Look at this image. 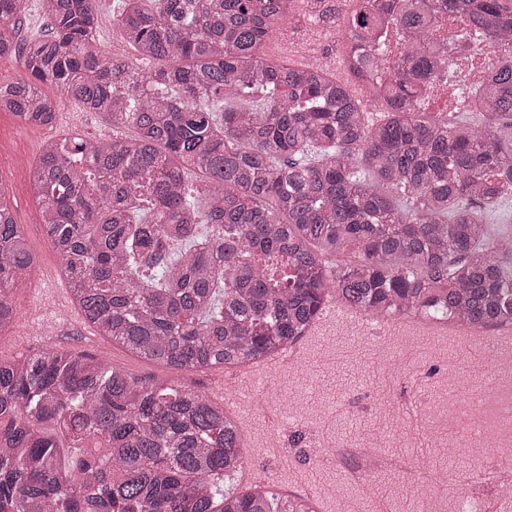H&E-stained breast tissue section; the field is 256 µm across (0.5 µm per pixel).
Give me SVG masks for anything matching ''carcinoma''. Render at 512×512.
Wrapping results in <instances>:
<instances>
[{"label": "carcinoma", "mask_w": 512, "mask_h": 512, "mask_svg": "<svg viewBox=\"0 0 512 512\" xmlns=\"http://www.w3.org/2000/svg\"><path fill=\"white\" fill-rule=\"evenodd\" d=\"M299 1L326 36L345 25L354 75L389 71L369 91L382 119L328 66L261 56ZM37 6L48 25L22 40V0H0V58L23 69L0 83V112L51 127L64 96L134 131L48 140L30 175L72 302L113 344L177 371L257 364L330 299L512 320V237L486 222L487 200L512 188V65L482 89L478 128L416 102L438 77L428 26L461 14L469 25L448 41L512 42V0H114L133 58L101 48L95 0ZM387 21L408 36L391 62L359 49ZM35 263L0 183V330ZM61 438L73 469L59 465ZM243 458L237 420L192 387L64 349L0 362V512H318L261 485L225 490Z\"/></svg>", "instance_id": "cac0c4a2"}]
</instances>
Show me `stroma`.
I'll return each mask as SVG.
<instances>
[{
    "label": "stroma",
    "instance_id": "35a3bbf8",
    "mask_svg": "<svg viewBox=\"0 0 512 512\" xmlns=\"http://www.w3.org/2000/svg\"><path fill=\"white\" fill-rule=\"evenodd\" d=\"M328 50L340 52L341 45L317 27L292 23L270 33L262 55L304 66ZM74 134L108 140L112 124L69 99L62 100L50 128L27 126L0 112V183L9 189L14 218L37 257L27 286L12 296L18 322L0 331L1 360L62 348L143 382L171 379L192 386L226 403L238 418L246 440L244 470L255 483L282 495L315 498L321 512H456L458 500L469 493L481 504H498L492 484L470 474L481 465L512 466V426L492 441L483 461H475L464 444L449 457L438 451L441 440L461 434L466 413L465 398L448 385V368L461 364L468 372L486 374L485 347L444 336L423 341L403 335L357 336L327 325L319 335L303 336L301 364L278 375L274 397L288 399L298 416L275 423L262 409L250 410L241 398L226 397L223 369L173 372L132 356L85 325L68 307L70 294L58 276L59 261L41 234L40 207L29 182L42 144ZM373 432L385 438L388 453L415 460L419 482L404 491L401 473L379 470L371 476L377 487L373 495L348 482L353 467L349 451ZM272 434L280 443L275 451L265 445ZM327 436L343 453L332 461L316 460L313 447Z\"/></svg>",
    "mask_w": 512,
    "mask_h": 512
}]
</instances>
